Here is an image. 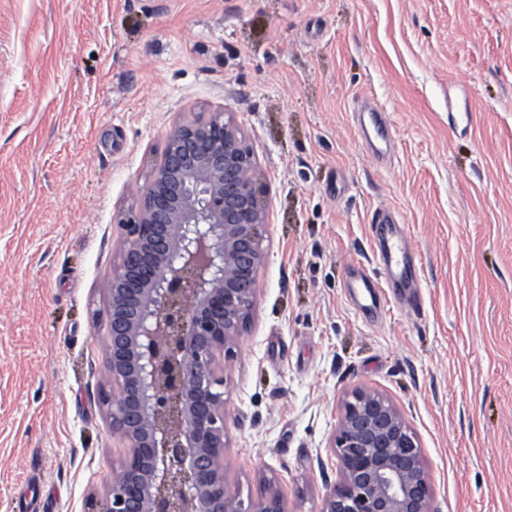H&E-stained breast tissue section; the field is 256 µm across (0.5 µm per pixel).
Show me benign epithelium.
Segmentation results:
<instances>
[{
  "label": "benign epithelium",
  "mask_w": 512,
  "mask_h": 512,
  "mask_svg": "<svg viewBox=\"0 0 512 512\" xmlns=\"http://www.w3.org/2000/svg\"><path fill=\"white\" fill-rule=\"evenodd\" d=\"M252 152L230 113L175 124L136 206L120 218L108 291L112 433L128 445L86 512H287L272 486L247 500L226 478L224 358L247 328L267 255ZM339 480L320 512H428L415 433L381 392L343 400Z\"/></svg>",
  "instance_id": "7a95c632"
}]
</instances>
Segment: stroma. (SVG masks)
Returning a JSON list of instances; mask_svg holds the SVG:
<instances>
[{"mask_svg":"<svg viewBox=\"0 0 512 512\" xmlns=\"http://www.w3.org/2000/svg\"><path fill=\"white\" fill-rule=\"evenodd\" d=\"M222 109L268 254L224 364L231 487L319 512L367 386L415 432L430 512H512V0H0V512H84L125 454L117 222L172 126ZM381 207L416 276L365 312L347 271L381 276Z\"/></svg>","mask_w":512,"mask_h":512,"instance_id":"35a3bbf8","label":"stroma"}]
</instances>
